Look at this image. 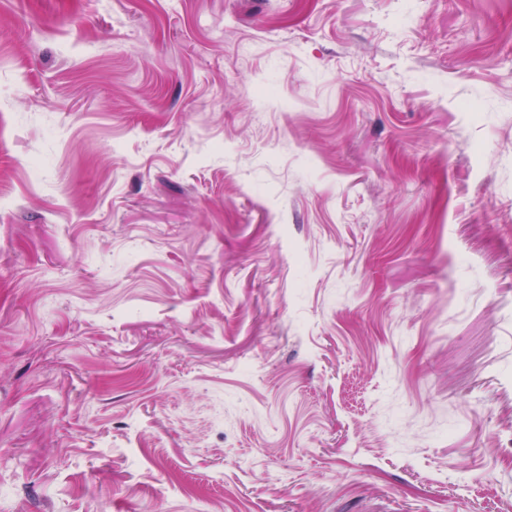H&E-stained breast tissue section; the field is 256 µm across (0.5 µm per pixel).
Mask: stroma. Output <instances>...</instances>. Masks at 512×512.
<instances>
[{
  "instance_id": "1",
  "label": "stroma",
  "mask_w": 512,
  "mask_h": 512,
  "mask_svg": "<svg viewBox=\"0 0 512 512\" xmlns=\"http://www.w3.org/2000/svg\"><path fill=\"white\" fill-rule=\"evenodd\" d=\"M0 512H512V0H0Z\"/></svg>"
}]
</instances>
